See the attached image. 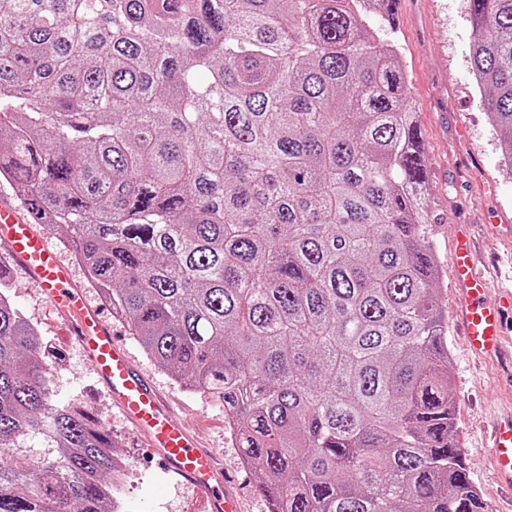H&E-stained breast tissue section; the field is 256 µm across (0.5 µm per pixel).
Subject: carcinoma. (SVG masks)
<instances>
[{
    "label": "carcinoma",
    "instance_id": "1",
    "mask_svg": "<svg viewBox=\"0 0 512 512\" xmlns=\"http://www.w3.org/2000/svg\"><path fill=\"white\" fill-rule=\"evenodd\" d=\"M393 2L0 0V180L224 403L270 512H493L457 439ZM470 3L512 163V0ZM8 280L0 512H119L112 434L53 401Z\"/></svg>",
    "mask_w": 512,
    "mask_h": 512
}]
</instances>
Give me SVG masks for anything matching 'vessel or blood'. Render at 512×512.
Returning a JSON list of instances; mask_svg holds the SVG:
<instances>
[{
	"label": "vessel or blood",
	"instance_id": "b4317fda",
	"mask_svg": "<svg viewBox=\"0 0 512 512\" xmlns=\"http://www.w3.org/2000/svg\"><path fill=\"white\" fill-rule=\"evenodd\" d=\"M37 280L44 300L63 315L76 347L84 354L112 395L124 418L143 435L156 464L190 484L204 512H242L212 450L199 445L174 417L157 390L135 369L126 347L116 337L103 311L77 288L46 233H38L19 207L0 200V247ZM457 307L469 350L477 356L502 352L512 323V292L498 305L487 304L488 282L474 265L466 227H458L452 256ZM491 457L501 484L512 488V417L494 430Z\"/></svg>",
	"mask_w": 512,
	"mask_h": 512
}]
</instances>
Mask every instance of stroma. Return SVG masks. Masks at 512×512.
Wrapping results in <instances>:
<instances>
[{
    "label": "stroma",
    "instance_id": "obj_1",
    "mask_svg": "<svg viewBox=\"0 0 512 512\" xmlns=\"http://www.w3.org/2000/svg\"><path fill=\"white\" fill-rule=\"evenodd\" d=\"M394 37L402 51L427 152L433 199L430 229L441 257L439 303L447 312L454 306L450 256L460 224L474 234L478 266L490 281L487 300L496 302L500 289L512 286V279L498 276L496 267L497 261L512 258V242L494 231L495 225H512V168L503 160L473 74L474 34L468 0H405ZM9 289L16 308L37 327L48 349L60 356L51 383L54 402L90 409L112 433L117 454L134 461L125 512H202L184 480L156 466L141 437L121 417L105 387L70 342L67 326L41 300L34 279L14 271ZM114 330L138 372L161 395L172 399L178 419L203 447L219 456L244 512H268L256 475L242 466L230 438L223 403L179 387L145 355L124 322H115ZM448 339L460 446L470 477L494 512H512V500L500 493L487 447V430L494 418L512 411V361L472 359L456 323H449Z\"/></svg>",
    "mask_w": 512,
    "mask_h": 512
}]
</instances>
